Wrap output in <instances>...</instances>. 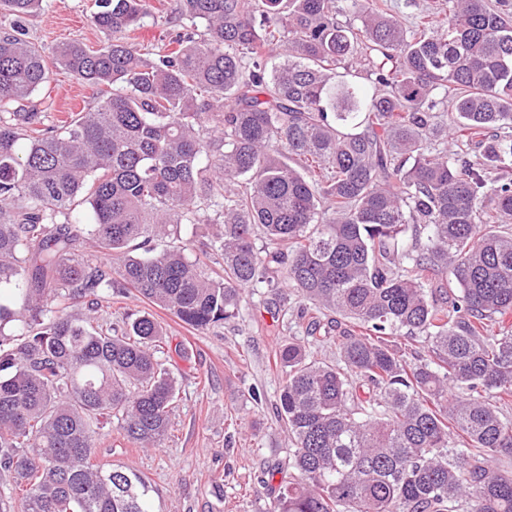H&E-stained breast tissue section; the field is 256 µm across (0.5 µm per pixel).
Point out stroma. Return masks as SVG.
<instances>
[{
    "mask_svg": "<svg viewBox=\"0 0 512 512\" xmlns=\"http://www.w3.org/2000/svg\"><path fill=\"white\" fill-rule=\"evenodd\" d=\"M94 9V0H45L44 11L24 27L30 40L47 47L76 40L97 48L108 36L91 24ZM181 25L170 0H159L136 38L140 47L157 49ZM96 102L95 90L56 69L31 106L52 125ZM143 313L162 326L158 355L177 381L169 437L161 447L139 448L106 429L95 443L96 461L145 477L153 512H267L266 473L288 458V435L275 413L285 371L275 354L293 339L309 343L318 360L333 361L337 330L318 331L316 341H308L305 324L277 310L260 287L247 290L236 318L203 333L132 292L113 297L94 317L118 328L127 316Z\"/></svg>",
    "mask_w": 512,
    "mask_h": 512,
    "instance_id": "1",
    "label": "stroma"
}]
</instances>
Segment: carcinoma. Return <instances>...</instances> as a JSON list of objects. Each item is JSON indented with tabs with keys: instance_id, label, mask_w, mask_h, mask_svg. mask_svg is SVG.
Returning a JSON list of instances; mask_svg holds the SVG:
<instances>
[{
	"instance_id": "obj_1",
	"label": "carcinoma",
	"mask_w": 512,
	"mask_h": 512,
	"mask_svg": "<svg viewBox=\"0 0 512 512\" xmlns=\"http://www.w3.org/2000/svg\"><path fill=\"white\" fill-rule=\"evenodd\" d=\"M43 2L0 0V512L17 489L20 512H152L141 475L93 459L114 420L167 437L162 328L71 307L131 288L205 331L259 285L341 328L334 363L279 349L289 474L267 512H512V0H443L438 22L173 0L190 28L150 57L132 40L153 0H95L108 43L47 50L17 25ZM52 65L100 96L40 128L19 106ZM220 224H182L181 241L189 250H195L201 243H209Z\"/></svg>"
}]
</instances>
